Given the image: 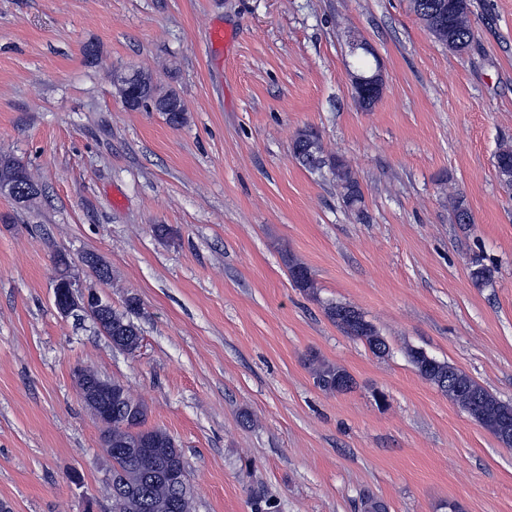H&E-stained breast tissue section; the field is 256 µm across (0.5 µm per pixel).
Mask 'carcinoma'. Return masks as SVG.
Segmentation results:
<instances>
[{
    "instance_id": "obj_1",
    "label": "carcinoma",
    "mask_w": 512,
    "mask_h": 512,
    "mask_svg": "<svg viewBox=\"0 0 512 512\" xmlns=\"http://www.w3.org/2000/svg\"><path fill=\"white\" fill-rule=\"evenodd\" d=\"M410 9L426 26L432 36L448 50L463 54L475 39L468 14V0H410ZM119 94L130 108L151 105L165 115L173 127L186 122L182 112L184 103L170 91L157 92L151 75L133 72L117 83ZM292 157L310 172L328 169L336 180V187L346 208L357 220L364 222L367 215L360 183L348 165L338 157L324 153L319 134L304 127L291 141ZM495 171L499 183L512 189V145L503 144L495 154ZM16 193L32 187L41 192L26 168L9 158L0 160V183L10 187L14 182ZM452 221L464 227L473 223L471 211L461 195L451 202ZM288 272L296 287L312 293L316 289L310 271L295 259L287 260ZM495 268L484 263V257L475 254L469 262V277L479 288L493 282ZM141 312L140 299L130 296L125 300L124 311L111 309L109 323L100 332L112 346L128 354L135 353L141 344V332L131 316ZM328 318L346 335L366 343L371 352L383 357L389 346L362 313L341 302L325 306ZM410 362L419 375L450 400L466 410L475 420L492 433L506 420L512 422V404L495 398L484 387L447 362L427 355L421 349L408 351ZM314 384L329 393L346 392L353 388L352 376L341 366L330 363L316 354L308 358ZM81 396L95 387L99 393L112 392V423L104 429V436L112 441V482L108 484L112 502L121 505V512H192L190 489L182 490L171 478L172 473H182L186 463L181 448L165 430L146 427L149 408L142 401L132 398L123 384L101 377L89 368H80L74 375ZM358 512H388V505L380 498L366 492L360 497Z\"/></svg>"
}]
</instances>
